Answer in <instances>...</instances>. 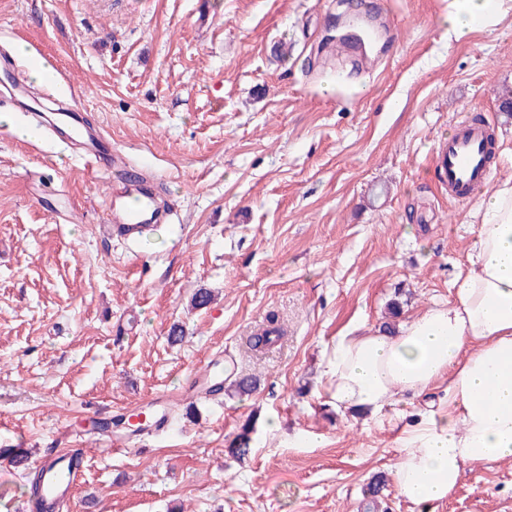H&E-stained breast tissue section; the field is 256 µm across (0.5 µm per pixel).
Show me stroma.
<instances>
[{"label": "stroma", "instance_id": "35a3bbf8", "mask_svg": "<svg viewBox=\"0 0 512 512\" xmlns=\"http://www.w3.org/2000/svg\"><path fill=\"white\" fill-rule=\"evenodd\" d=\"M447 8L0 0V66L60 77L38 110L77 104L171 208L140 242L102 236L108 179L66 143L20 139L30 119L0 94V442L27 458L0 459V512H22L29 463L73 450L67 512H366L378 481L375 512H512L508 459L467 467L446 500L406 502L391 472L420 398L374 419L323 393L336 336L448 300L465 266L476 202L434 174L440 140L464 117L494 121L481 194L512 181V14L456 41ZM201 288L213 301L196 309ZM271 319L283 337L252 348ZM216 360L224 390L206 398L193 382ZM248 374L259 385L239 395ZM161 395L168 429L113 448L104 426ZM247 423L252 451L233 457Z\"/></svg>", "mask_w": 512, "mask_h": 512}]
</instances>
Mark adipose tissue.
I'll return each instance as SVG.
<instances>
[{"mask_svg":"<svg viewBox=\"0 0 512 512\" xmlns=\"http://www.w3.org/2000/svg\"><path fill=\"white\" fill-rule=\"evenodd\" d=\"M512 0H448L454 38L494 29ZM468 266L450 299L397 331L357 325L323 358L324 393L337 409L379 416L400 392L421 396L447 380V397L426 405L402 432L393 471L414 505L447 499L469 465L512 457V181L481 199Z\"/></svg>","mask_w":512,"mask_h":512,"instance_id":"ef3b65f1","label":"adipose tissue"}]
</instances>
